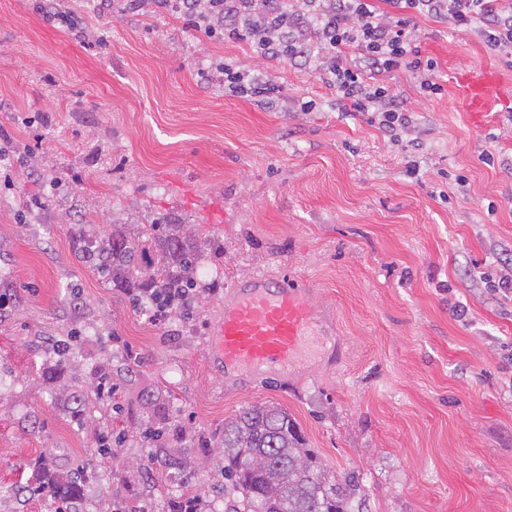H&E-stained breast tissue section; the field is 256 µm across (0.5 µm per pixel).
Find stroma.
<instances>
[{
  "mask_svg": "<svg viewBox=\"0 0 512 512\" xmlns=\"http://www.w3.org/2000/svg\"><path fill=\"white\" fill-rule=\"evenodd\" d=\"M62 4L86 12L82 32L46 23L39 0H0V146L15 151L0 178V369L19 377L0 391V512H47V497L17 492L35 460L47 450L68 471L99 430L123 435L121 457L65 512H169L177 471L161 491L134 478L149 459L147 390L183 427L202 512L224 509L206 444L262 401L288 409L328 469L359 475L369 512H512V301L491 291L512 275V65L472 30L414 18L442 91L403 69L381 75L413 112L393 141L342 109L317 62L198 39L180 16L123 0ZM227 60L279 96H226ZM479 68L500 90L470 112L460 76ZM170 213L224 252L201 259L218 286L198 313L155 321L77 260L68 227L82 214L99 235L116 220L143 231ZM252 273L306 288L327 323L288 366L227 375L211 330ZM90 326L98 336L52 389L35 343ZM102 367L115 404L77 425L64 397L92 390Z\"/></svg>",
  "mask_w": 512,
  "mask_h": 512,
  "instance_id": "stroma-1",
  "label": "stroma"
}]
</instances>
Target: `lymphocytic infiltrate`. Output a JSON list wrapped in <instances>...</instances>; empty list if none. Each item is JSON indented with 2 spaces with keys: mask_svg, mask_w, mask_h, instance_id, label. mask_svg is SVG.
<instances>
[{
  "mask_svg": "<svg viewBox=\"0 0 512 512\" xmlns=\"http://www.w3.org/2000/svg\"><path fill=\"white\" fill-rule=\"evenodd\" d=\"M151 0L157 11L178 13L189 30L209 38L245 42L261 57L279 61L318 59L326 83L345 109L373 112L382 132L397 136L411 123L408 106L368 73L405 69L422 75L435 91L412 45L411 16L427 15L476 30L490 49L512 57V0ZM231 95L268 98L280 88L247 78L232 62L221 68Z\"/></svg>",
  "mask_w": 512,
  "mask_h": 512,
  "instance_id": "1",
  "label": "lymphocytic infiltrate"
}]
</instances>
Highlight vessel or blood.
Segmentation results:
<instances>
[{
    "instance_id": "b4317fda",
    "label": "vessel or blood",
    "mask_w": 512,
    "mask_h": 512,
    "mask_svg": "<svg viewBox=\"0 0 512 512\" xmlns=\"http://www.w3.org/2000/svg\"><path fill=\"white\" fill-rule=\"evenodd\" d=\"M469 111H482L496 75L465 74ZM318 322V310L307 292L271 282L254 273L224 302L209 345L210 354L227 370L261 371L286 365L298 356L303 341Z\"/></svg>"
}]
</instances>
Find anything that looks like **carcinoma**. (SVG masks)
Instances as JSON below:
<instances>
[{
	"instance_id": "obj_1",
	"label": "carcinoma",
	"mask_w": 512,
	"mask_h": 512,
	"mask_svg": "<svg viewBox=\"0 0 512 512\" xmlns=\"http://www.w3.org/2000/svg\"><path fill=\"white\" fill-rule=\"evenodd\" d=\"M89 223L83 216L70 225L76 258L113 286L146 298L147 307L164 308L185 318L213 288L212 282L198 274L200 260L211 243L199 240L181 216L159 218L137 234L115 223L112 235L95 249L86 244L84 225ZM83 337L85 334L75 331L46 349L56 356L47 367V378L57 379L66 372ZM97 378L91 392L68 398L70 417L80 419L91 412L101 400V390L112 385V375L105 370ZM177 430L172 423L160 426L149 421L140 438L145 447L153 449L154 474L179 468L184 485L191 487L195 470L168 451ZM114 444L120 445V439L103 444L98 449L99 460L66 474L42 469L38 485L22 486L19 492L48 488L56 500L79 498L89 470L112 467ZM214 448L224 459V512H365L359 477L329 474L316 451L308 447L296 420L275 402L249 405L225 421L224 433Z\"/></svg>"
}]
</instances>
